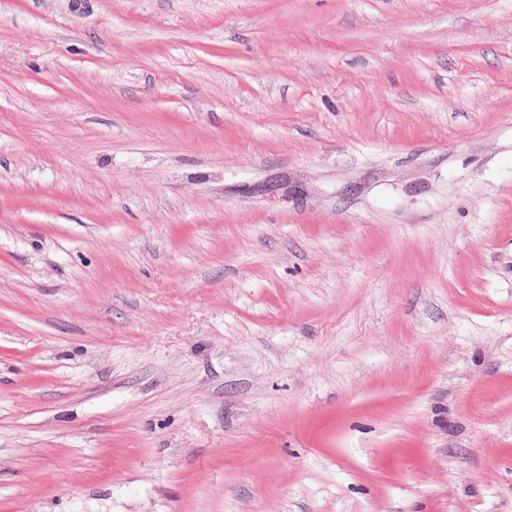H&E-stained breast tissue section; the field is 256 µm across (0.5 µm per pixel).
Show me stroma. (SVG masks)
<instances>
[{"label":"stroma","mask_w":512,"mask_h":512,"mask_svg":"<svg viewBox=\"0 0 512 512\" xmlns=\"http://www.w3.org/2000/svg\"><path fill=\"white\" fill-rule=\"evenodd\" d=\"M0 512H512V0H0Z\"/></svg>","instance_id":"stroma-1"}]
</instances>
